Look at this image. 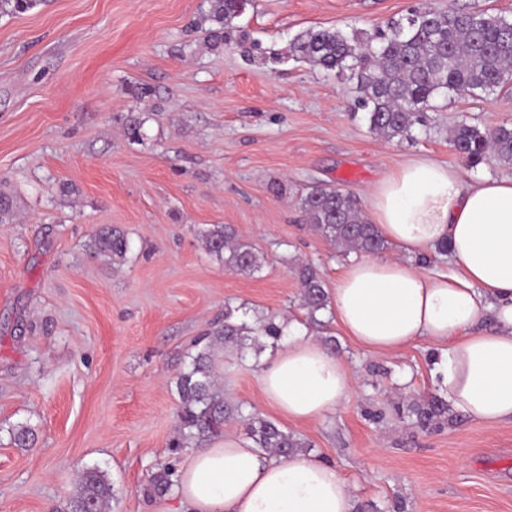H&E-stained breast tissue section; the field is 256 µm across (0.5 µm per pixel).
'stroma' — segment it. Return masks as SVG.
Returning a JSON list of instances; mask_svg holds the SVG:
<instances>
[{
    "label": "stroma",
    "instance_id": "35a3bbf8",
    "mask_svg": "<svg viewBox=\"0 0 512 512\" xmlns=\"http://www.w3.org/2000/svg\"><path fill=\"white\" fill-rule=\"evenodd\" d=\"M425 0H249L233 21L286 50L302 30L351 33L404 17ZM207 0H45L0 15V512H54L81 473L112 485L107 512H150L144 488L172 457L174 377L194 341L232 306L331 344L353 372L350 400L298 424L264 405L253 344L222 353L226 403L307 443L346 480L358 512H512V423L454 409L420 425L414 407L441 390L439 346L374 354L345 336L332 310L308 317L295 268L326 288L350 256L307 224L299 198L327 185L365 204L398 165L428 157L472 177H512L450 144L459 120L512 124V90L458 95L412 138L369 129L355 81L293 58L274 67L202 44ZM154 88L141 101L130 87ZM146 123L131 141L129 114ZM125 231L126 261L93 256L95 229ZM233 226L262 258L233 270L198 231ZM32 446L13 443L19 424Z\"/></svg>",
    "mask_w": 512,
    "mask_h": 512
}]
</instances>
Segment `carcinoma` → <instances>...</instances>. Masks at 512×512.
<instances>
[{
	"label": "carcinoma",
	"mask_w": 512,
	"mask_h": 512,
	"mask_svg": "<svg viewBox=\"0 0 512 512\" xmlns=\"http://www.w3.org/2000/svg\"><path fill=\"white\" fill-rule=\"evenodd\" d=\"M43 0H0V14L26 12ZM207 43L211 49L235 46L241 53L261 64H276L284 54L262 49L248 42L244 33H235L232 20L244 7L239 0H208ZM289 51L298 60L326 71L349 73L360 90L359 108L367 113L371 131L389 139L412 138L415 126L424 125L427 110L436 111L438 96L459 93L490 95L512 88V21L499 14L462 12L451 5L414 8L408 15L378 27L372 33L310 27L292 41ZM450 142L466 159L480 163L493 153L500 162L512 164V126L501 125L480 130L459 123ZM300 208L315 232L336 248L375 254L388 248L387 240L376 225L367 221L357 202L334 187H315L300 198ZM207 251L240 272L261 268L255 248L238 240L235 230L224 224H212L201 232ZM129 243L125 233L104 226L91 237L90 249L120 264L126 259ZM303 290V306L310 314L328 306L324 283L310 264L297 269ZM267 336L277 341L282 329L273 320L233 321L232 312L224 313V323L216 324L201 336L197 351L174 380L179 397L178 417L183 432L169 447L177 451L194 444L201 447L222 433L224 422L235 416L247 422L249 435L258 448L270 453L292 454L305 444L275 422L244 414L241 406H232L216 391L212 358L227 344H242L245 336ZM446 412L445 401L436 400L416 409L418 421L427 425ZM177 468L167 464L150 478L146 495L162 497L175 487ZM112 498V485L96 468L83 472L75 492L55 512H103Z\"/></svg>",
	"instance_id": "1"
}]
</instances>
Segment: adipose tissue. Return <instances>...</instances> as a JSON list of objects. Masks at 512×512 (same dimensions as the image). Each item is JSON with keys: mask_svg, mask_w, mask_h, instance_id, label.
<instances>
[{"mask_svg": "<svg viewBox=\"0 0 512 512\" xmlns=\"http://www.w3.org/2000/svg\"><path fill=\"white\" fill-rule=\"evenodd\" d=\"M367 217L405 259L365 257L343 266L332 290L341 330L373 353L421 340L444 344L438 381L470 420L512 422V178L468 179L430 158L392 170L368 193ZM449 245L454 273L418 266ZM491 315L494 327L481 329ZM262 400L288 420L314 422L352 393L336 352L305 334L257 367ZM335 467L313 456H271L227 434L189 452L172 499L154 512H355Z\"/></svg>", "mask_w": 512, "mask_h": 512, "instance_id": "adipose-tissue-1", "label": "adipose tissue"}]
</instances>
